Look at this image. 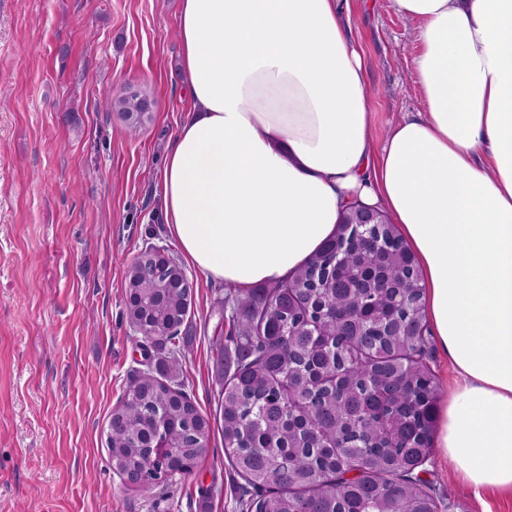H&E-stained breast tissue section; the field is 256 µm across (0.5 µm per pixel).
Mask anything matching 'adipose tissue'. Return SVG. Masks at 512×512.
I'll list each match as a JSON object with an SVG mask.
<instances>
[{
	"label": "adipose tissue",
	"mask_w": 512,
	"mask_h": 512,
	"mask_svg": "<svg viewBox=\"0 0 512 512\" xmlns=\"http://www.w3.org/2000/svg\"><path fill=\"white\" fill-rule=\"evenodd\" d=\"M391 3L424 110L379 143L338 0H180L191 113L165 221L187 262L250 288L299 269L353 200L384 207L452 371L434 445L475 491L511 494L512 0Z\"/></svg>",
	"instance_id": "ef3b65f1"
}]
</instances>
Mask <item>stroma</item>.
I'll list each match as a JSON object with an SVG mask.
<instances>
[{"mask_svg": "<svg viewBox=\"0 0 512 512\" xmlns=\"http://www.w3.org/2000/svg\"><path fill=\"white\" fill-rule=\"evenodd\" d=\"M367 72L375 138L423 109L413 25L390 0H339ZM177 0H0V512H241L224 454L210 343L229 287L194 267L180 381L214 429L194 472L145 494L108 464L104 430L142 361L126 267L181 251L160 175L187 119ZM153 116L129 132L107 103L121 84ZM442 512H512L438 455Z\"/></svg>", "mask_w": 512, "mask_h": 512, "instance_id": "stroma-1", "label": "stroma"}]
</instances>
